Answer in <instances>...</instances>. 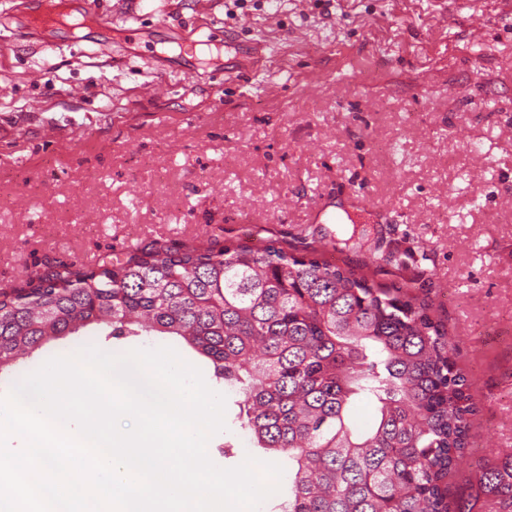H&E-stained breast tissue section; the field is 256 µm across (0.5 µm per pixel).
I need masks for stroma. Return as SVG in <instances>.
I'll use <instances>...</instances> for the list:
<instances>
[{"label": "stroma", "instance_id": "1", "mask_svg": "<svg viewBox=\"0 0 512 512\" xmlns=\"http://www.w3.org/2000/svg\"><path fill=\"white\" fill-rule=\"evenodd\" d=\"M94 0L97 24L39 51L0 23V290L113 255L275 241L425 299L479 411L452 501L506 512L474 476L512 454V9L507 0ZM270 42L225 74L170 47L179 27ZM482 38H474L473 28ZM338 197L357 225L319 224ZM93 345L173 347L224 394L218 466L265 460L235 391L176 336H63L7 375ZM231 455H224L225 442Z\"/></svg>", "mask_w": 512, "mask_h": 512}]
</instances>
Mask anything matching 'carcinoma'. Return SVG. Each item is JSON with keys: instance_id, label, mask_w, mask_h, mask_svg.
Here are the masks:
<instances>
[{"instance_id": "cac0c4a2", "label": "carcinoma", "mask_w": 512, "mask_h": 512, "mask_svg": "<svg viewBox=\"0 0 512 512\" xmlns=\"http://www.w3.org/2000/svg\"><path fill=\"white\" fill-rule=\"evenodd\" d=\"M178 336L236 388L240 427L289 464L283 512H472L443 487L476 403L424 300L269 244L192 245L0 290V375L62 336ZM370 399L371 429L351 426ZM477 483L512 508V455Z\"/></svg>"}]
</instances>
